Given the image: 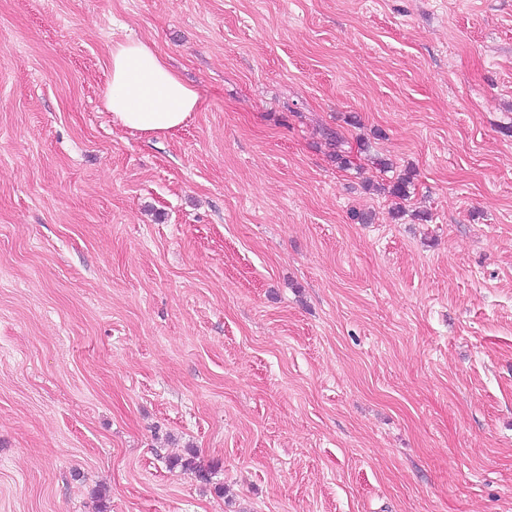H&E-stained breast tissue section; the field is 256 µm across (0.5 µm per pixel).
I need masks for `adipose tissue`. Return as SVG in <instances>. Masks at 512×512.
<instances>
[{"instance_id":"adipose-tissue-1","label":"adipose tissue","mask_w":512,"mask_h":512,"mask_svg":"<svg viewBox=\"0 0 512 512\" xmlns=\"http://www.w3.org/2000/svg\"><path fill=\"white\" fill-rule=\"evenodd\" d=\"M105 104L113 121L157 137L183 126L199 97L153 44L130 38L112 46Z\"/></svg>"}]
</instances>
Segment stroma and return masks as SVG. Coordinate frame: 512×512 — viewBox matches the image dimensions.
I'll use <instances>...</instances> for the list:
<instances>
[{"label": "stroma", "mask_w": 512, "mask_h": 512, "mask_svg": "<svg viewBox=\"0 0 512 512\" xmlns=\"http://www.w3.org/2000/svg\"><path fill=\"white\" fill-rule=\"evenodd\" d=\"M0 512H512V0H0ZM107 87L105 104L112 120L147 136L180 128L199 107L194 88L142 39L112 45Z\"/></svg>", "instance_id": "stroma-1"}]
</instances>
